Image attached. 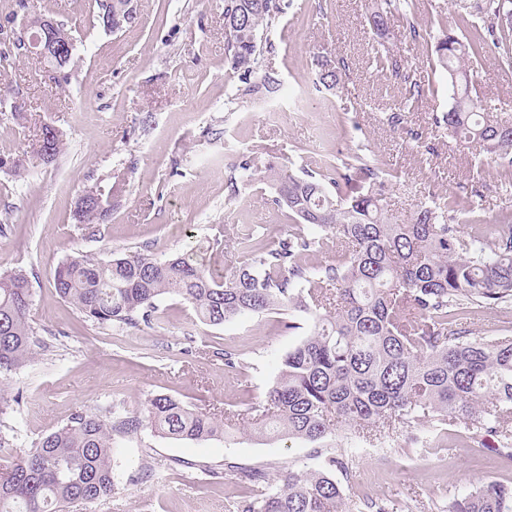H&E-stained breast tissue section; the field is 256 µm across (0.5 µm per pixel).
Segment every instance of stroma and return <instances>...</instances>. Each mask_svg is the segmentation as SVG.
I'll list each match as a JSON object with an SVG mask.
<instances>
[{"label": "stroma", "instance_id": "1", "mask_svg": "<svg viewBox=\"0 0 512 512\" xmlns=\"http://www.w3.org/2000/svg\"><path fill=\"white\" fill-rule=\"evenodd\" d=\"M99 0H0V273L22 270L32 285L30 325L43 341L35 358L0 378V437L8 455L33 448L72 413L91 410L111 419L139 415L148 398L176 396L216 414L263 398L289 349L304 339L281 315L244 316L220 326L202 324L192 308L167 297L162 322L112 327L88 321L56 294L55 267L71 257L102 260L128 251L166 259L234 225L255 227L273 242L291 221L274 204L269 182H240L243 153L270 163L325 171L328 161L364 145L390 173L387 197L398 223L408 222L427 193L465 202L458 220L493 222L512 210V183L489 160L475 156L433 123L451 104L448 84L434 71L425 45L405 37L393 18L387 38L372 34V0H292L263 35V70L278 74L287 95L236 98L238 80L224 53V0H130L134 20L116 32L95 23ZM56 20L74 40L73 64L56 71L25 57L13 43L30 18ZM388 48L430 91L405 114L388 115L397 89L373 58ZM348 64L343 90L317 92L322 61ZM481 99L512 121V72L487 61L476 67ZM348 114L353 126L336 128ZM65 142L45 163L27 151L43 124ZM417 130L419 140L410 139ZM25 167L14 172L11 160ZM122 174L126 191L96 233L73 214L85 188ZM217 349L234 351L243 370L225 367ZM428 427H400L377 443L346 439L344 430L319 444L285 436L239 435L178 441L149 427L112 435L114 490L109 499L73 512H232L240 493L229 466L264 470L271 480L290 469H314L349 443L352 479L344 502H385L394 512H443L448 498L479 481L512 482V461L496 453L495 438L470 439L464 424L441 426V445L418 442Z\"/></svg>", "mask_w": 512, "mask_h": 512}]
</instances>
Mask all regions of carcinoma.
<instances>
[{"label": "carcinoma", "instance_id": "obj_1", "mask_svg": "<svg viewBox=\"0 0 512 512\" xmlns=\"http://www.w3.org/2000/svg\"><path fill=\"white\" fill-rule=\"evenodd\" d=\"M128 0L101 4L98 21L112 10L131 20ZM455 28L438 11L429 29L417 22L420 0H380L367 24L381 38L390 20L401 17L414 42L430 48L433 66L447 78L451 106L435 115L437 128L465 148L489 157L498 174L512 178V123L498 119L477 95L471 65L490 61L512 71V0H452ZM282 12L280 0H224L225 55L237 74V95L254 98L281 90L265 72L253 81L262 52L261 35ZM377 67L393 77L402 61L387 51ZM346 64L321 70L316 90L340 88ZM402 98L388 121L424 93L410 72L400 82ZM63 150L62 133L44 125L30 153L49 162ZM275 186V203L294 225L267 245L247 228L231 238L235 259L215 274L210 255L227 249L220 238L180 255L158 260L138 251L110 260L69 258L54 271L61 299L101 325L135 326L162 319L166 296L188 303L197 319L218 326L245 315L295 310L310 313L306 337L282 360V370L265 399L250 407L252 417L230 411L219 419L170 394H156L140 416L117 423L91 410L78 411L37 445L0 465V512H70L112 495V432L145 425L174 440L226 438L241 422L261 420L270 431L320 443L336 428L356 438L390 435L398 426L464 422L470 438L498 436L499 454L512 459V336H471V309L512 307V215L476 224L466 233L448 197L418 206L407 224L391 222L386 170L376 156L354 153L336 159L332 172L299 173L265 166ZM363 192L348 193L352 184ZM120 175L106 192L93 187L81 195L75 220L96 227L124 191ZM336 241V262L315 269L306 258ZM31 283L21 270L0 273V376L23 368L37 342L29 323ZM350 471L344 460L328 458L318 470H289L281 484L249 466L230 473L245 494L234 512H343L334 471ZM448 512H512V486L478 482L448 497Z\"/></svg>", "mask_w": 512, "mask_h": 512}]
</instances>
